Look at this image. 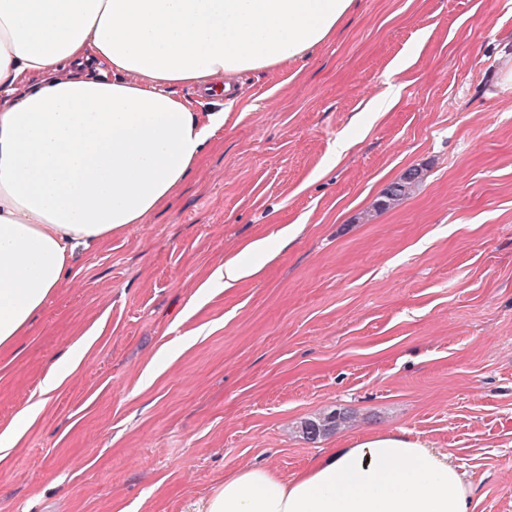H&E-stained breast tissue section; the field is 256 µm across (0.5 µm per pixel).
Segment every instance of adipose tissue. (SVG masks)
I'll use <instances>...</instances> for the list:
<instances>
[{"instance_id": "adipose-tissue-1", "label": "adipose tissue", "mask_w": 512, "mask_h": 512, "mask_svg": "<svg viewBox=\"0 0 512 512\" xmlns=\"http://www.w3.org/2000/svg\"><path fill=\"white\" fill-rule=\"evenodd\" d=\"M355 0H0V352L94 252L167 202L235 99L180 87L295 65ZM449 455L370 434L285 478L226 475L191 512H470Z\"/></svg>"}]
</instances>
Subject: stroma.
Instances as JSON below:
<instances>
[{"label":"stroma","mask_w":512,"mask_h":512,"mask_svg":"<svg viewBox=\"0 0 512 512\" xmlns=\"http://www.w3.org/2000/svg\"><path fill=\"white\" fill-rule=\"evenodd\" d=\"M509 57L512 0H356L301 68L240 75L238 109L174 196L78 254L0 353L1 432L94 337L0 448V512H185L239 469L290 477L397 432L452 457L472 512H512ZM413 166L420 189L356 223ZM263 238L253 277L207 287ZM333 409L348 423L304 439ZM91 342L92 340H87L68 351L59 367L45 378L41 391L43 399L36 405L45 403L48 400L49 394L78 368Z\"/></svg>","instance_id":"35a3bbf8"}]
</instances>
